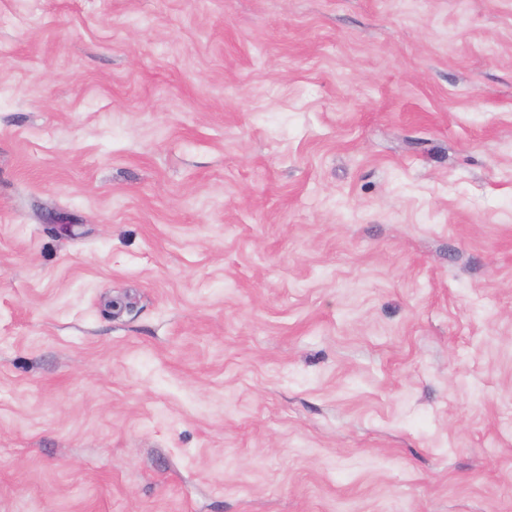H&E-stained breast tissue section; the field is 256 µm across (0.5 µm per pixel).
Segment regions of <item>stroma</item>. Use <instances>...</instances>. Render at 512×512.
Wrapping results in <instances>:
<instances>
[{"label": "stroma", "mask_w": 512, "mask_h": 512, "mask_svg": "<svg viewBox=\"0 0 512 512\" xmlns=\"http://www.w3.org/2000/svg\"><path fill=\"white\" fill-rule=\"evenodd\" d=\"M0 512H512V0H0Z\"/></svg>", "instance_id": "35a3bbf8"}]
</instances>
